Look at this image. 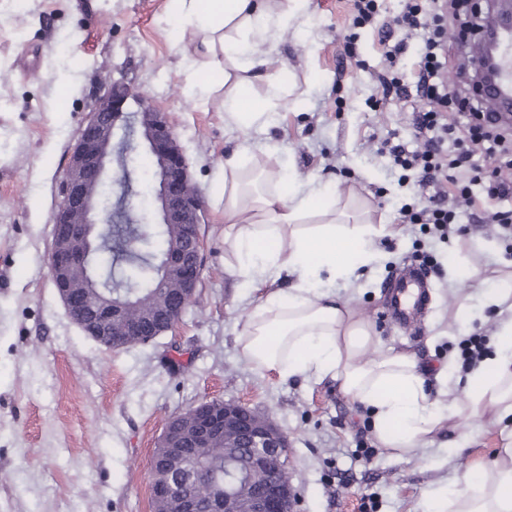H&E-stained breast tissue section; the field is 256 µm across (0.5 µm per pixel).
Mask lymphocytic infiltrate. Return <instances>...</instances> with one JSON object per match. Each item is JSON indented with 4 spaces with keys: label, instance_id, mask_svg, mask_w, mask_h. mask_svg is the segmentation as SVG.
<instances>
[{
    "label": "lymphocytic infiltrate",
    "instance_id": "obj_1",
    "mask_svg": "<svg viewBox=\"0 0 512 512\" xmlns=\"http://www.w3.org/2000/svg\"><path fill=\"white\" fill-rule=\"evenodd\" d=\"M458 0H405L394 21L406 32V42L385 53V65L376 75L383 98L404 99L415 84L423 105L414 123L411 141L385 139L378 149L400 183H413L424 196L422 207L402 205L404 224H430L441 237L459 234L464 223L498 226L502 239L512 241V123L489 115L482 103L464 91L459 81H448V27L458 18ZM414 44L416 61L405 73L399 57ZM494 159L487 178L462 176L475 156Z\"/></svg>",
    "mask_w": 512,
    "mask_h": 512
}]
</instances>
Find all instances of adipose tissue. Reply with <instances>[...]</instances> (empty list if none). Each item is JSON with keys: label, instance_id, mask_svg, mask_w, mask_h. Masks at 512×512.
Wrapping results in <instances>:
<instances>
[{"label": "adipose tissue", "instance_id": "adipose-tissue-1", "mask_svg": "<svg viewBox=\"0 0 512 512\" xmlns=\"http://www.w3.org/2000/svg\"><path fill=\"white\" fill-rule=\"evenodd\" d=\"M181 28L202 31L185 58L190 90L210 96L228 85L219 106L243 131L276 125L287 90L275 55L282 35L307 17L308 0H170ZM262 71L263 95L252 91ZM273 144L242 145L224 166L225 265L258 304L236 342L249 363L286 379L302 374L336 379L353 402L371 407L380 448L401 457L456 419H512V313L502 317L495 349L468 375L464 403L431 400L416 356L384 346L351 300L327 292L343 281L364 287L362 270L391 254L376 239L391 224L350 222L335 189L285 169L258 165ZM487 462L474 461L465 482L429 494V512H512V433Z\"/></svg>", "mask_w": 512, "mask_h": 512}]
</instances>
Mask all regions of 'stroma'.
Listing matches in <instances>:
<instances>
[{
    "label": "stroma",
    "mask_w": 512,
    "mask_h": 512,
    "mask_svg": "<svg viewBox=\"0 0 512 512\" xmlns=\"http://www.w3.org/2000/svg\"><path fill=\"white\" fill-rule=\"evenodd\" d=\"M309 16L311 36L289 31L280 40L294 91L278 124L245 136L216 108L223 91L207 99L188 92L183 60L199 36L178 29L168 0H0V512H154L150 460L168 419L211 400L265 412L284 432L296 512H424L426 493L466 470L450 445L485 460L499 448V427L486 417L391 457L335 379L283 380L236 348L256 298L224 267L221 193L224 160L242 139L277 144L283 167L337 185L366 204L371 223H396L398 207L413 200L375 153L380 139H409L412 119L408 103L375 99L384 52L377 29L352 30L350 0H309ZM119 77L168 113L204 201L205 249L180 323L148 344L113 350L69 317L48 259L71 148L95 95ZM61 83L67 96L56 91ZM383 246L395 259L366 288L353 294L339 281L332 290L351 298L385 346L415 353L439 389L434 375L457 359L460 339L496 329L481 294L498 284L505 244L484 224L446 242L406 224ZM427 255L439 264L431 309L411 333L383 319L387 285ZM455 261L471 263L474 279H449Z\"/></svg>",
    "instance_id": "35a3bbf8"
}]
</instances>
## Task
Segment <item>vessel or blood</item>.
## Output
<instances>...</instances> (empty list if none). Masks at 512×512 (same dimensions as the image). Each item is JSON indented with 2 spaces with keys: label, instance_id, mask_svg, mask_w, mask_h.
I'll list each match as a JSON object with an SVG mask.
<instances>
[{
  "label": "vessel or blood",
  "instance_id": "vessel-or-blood-1",
  "mask_svg": "<svg viewBox=\"0 0 512 512\" xmlns=\"http://www.w3.org/2000/svg\"><path fill=\"white\" fill-rule=\"evenodd\" d=\"M495 30V81L487 87L486 99L490 111L507 112L512 110V17L505 13L496 17ZM430 299L425 272L416 265H404L390 286L386 314L400 328H415L425 318Z\"/></svg>",
  "mask_w": 512,
  "mask_h": 512
}]
</instances>
